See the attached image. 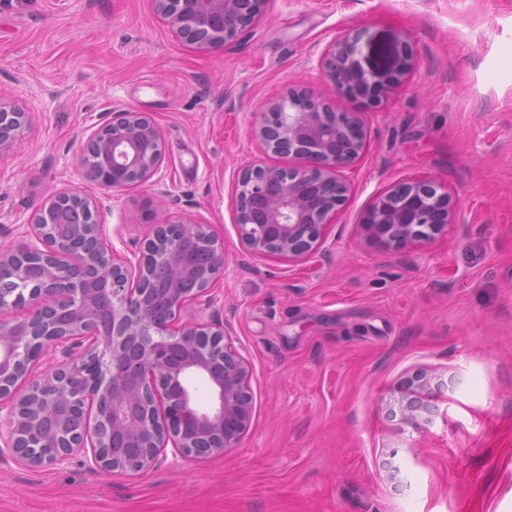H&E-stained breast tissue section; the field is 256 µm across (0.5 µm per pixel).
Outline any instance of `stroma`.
<instances>
[{"label":"stroma","instance_id":"1","mask_svg":"<svg viewBox=\"0 0 512 512\" xmlns=\"http://www.w3.org/2000/svg\"><path fill=\"white\" fill-rule=\"evenodd\" d=\"M402 35L417 67L382 104L337 96L318 60L336 37ZM309 83L365 112L370 147L312 257L245 253L233 222L242 168L260 158L249 120ZM0 101L30 112L0 155V247L47 195L79 180L83 137L113 113L162 133L157 184L112 197L108 241L133 256L163 213L209 225L229 268L214 303L252 369L238 448L109 474L0 460V512H512V0H266L225 49L195 50L153 0H0ZM447 184L460 221L430 244L388 250L357 226L399 182ZM424 373L453 391L432 423L401 418Z\"/></svg>","mask_w":512,"mask_h":512}]
</instances>
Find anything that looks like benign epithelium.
I'll use <instances>...</instances> for the list:
<instances>
[{"label":"benign epithelium","instance_id":"7a95c632","mask_svg":"<svg viewBox=\"0 0 512 512\" xmlns=\"http://www.w3.org/2000/svg\"><path fill=\"white\" fill-rule=\"evenodd\" d=\"M156 13L187 44L225 48L260 20L265 0H153ZM339 97L376 108L416 68L404 36L382 44L356 32L320 59ZM30 113L0 102V153L21 138ZM250 132L265 159L244 168L234 224L255 256L303 259L337 221L350 194L343 170L369 146L364 113L333 107L312 86H295L252 114ZM162 135L143 112L100 125L76 158L81 179L114 194L151 182L163 165ZM81 200L85 218L57 233L53 214ZM103 202L74 188L49 195L21 241L0 249V272L17 289L0 291V458L53 467L81 455L110 472L136 474L168 457H219L239 447L252 419L251 368L218 319L188 309L224 279V245L207 226L179 216L150 225L137 260L107 240ZM448 186L411 179L376 194L358 225L387 249L426 244L457 223ZM54 362L34 371L41 358ZM210 393L199 405L193 384ZM430 380L418 376L402 396L405 421L431 410Z\"/></svg>","mask_w":512,"mask_h":512}]
</instances>
